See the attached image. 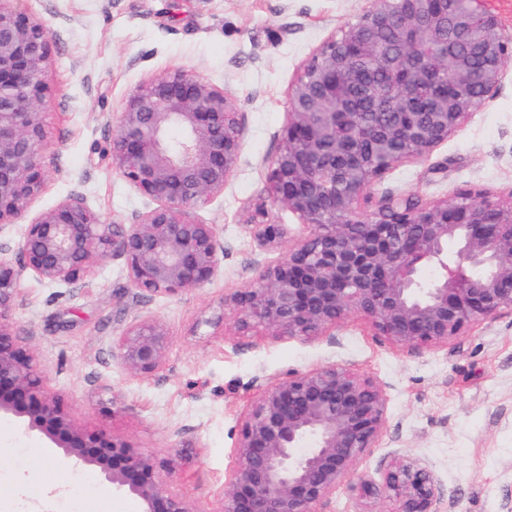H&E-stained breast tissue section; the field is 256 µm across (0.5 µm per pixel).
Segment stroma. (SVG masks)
Masks as SVG:
<instances>
[{"label": "stroma", "mask_w": 512, "mask_h": 512, "mask_svg": "<svg viewBox=\"0 0 512 512\" xmlns=\"http://www.w3.org/2000/svg\"><path fill=\"white\" fill-rule=\"evenodd\" d=\"M52 38L48 87V173L27 216L81 192L106 222L131 224L151 208L116 171L112 120L146 78L196 73L239 102L240 165L223 193L199 209L224 251L221 274L175 297H140L123 260H101L86 285L67 288L24 277L6 312L18 342L35 354L47 387L75 422L124 437L155 459L162 479L195 512H219L236 463L245 410L269 384L328 364L370 377L388 409L377 447L321 512H394L387 498H358L360 480L380 481L392 453L409 450L432 466L445 497L463 512H512V312L448 343L412 348L379 336L352 315L326 335L273 336L224 326L225 296L255 277L254 259L274 263L310 228L268 195L269 162L280 146L291 87L335 31L356 23L366 0H16ZM512 192V63L493 99L429 157L391 169L372 198L404 194L422 202L459 193ZM288 234L263 250L247 226L254 203ZM161 320L170 333L164 366L131 375L112 338L129 324ZM80 493L85 512H140L99 471L63 460L15 418L0 417V512H60Z\"/></svg>", "instance_id": "obj_1"}]
</instances>
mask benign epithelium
Instances as JSON below:
<instances>
[{"label": "benign epithelium", "mask_w": 512, "mask_h": 512, "mask_svg": "<svg viewBox=\"0 0 512 512\" xmlns=\"http://www.w3.org/2000/svg\"><path fill=\"white\" fill-rule=\"evenodd\" d=\"M0 0V415L43 436L76 467L97 468L141 512H196L165 486L157 463L126 440L74 423L46 388L33 354L5 322L25 274L68 288L96 263L124 260L144 297L179 296L221 274L215 225L196 217L223 192L243 152L237 100L202 77L177 70L141 82L122 107L109 152L123 179L156 203L128 226L106 224L79 193L24 225L10 258L11 226L41 191L51 37L43 25ZM512 61V32L484 0H374L360 19L328 37L303 66L269 168L273 202L312 225L276 263L255 261L250 285L224 299L241 331L320 336L352 314L398 346L443 344L512 311V191L408 204L388 195L361 209L395 166L427 158L489 101ZM178 127L183 137H167ZM264 246L287 235L252 224ZM458 245L448 257V242ZM132 375L166 362L169 332L141 320L112 338ZM380 385L334 364L266 388L244 413L237 463L219 512H319L385 427ZM395 512H442L431 466L394 452L382 486Z\"/></svg>", "instance_id": "7a95c632"}]
</instances>
